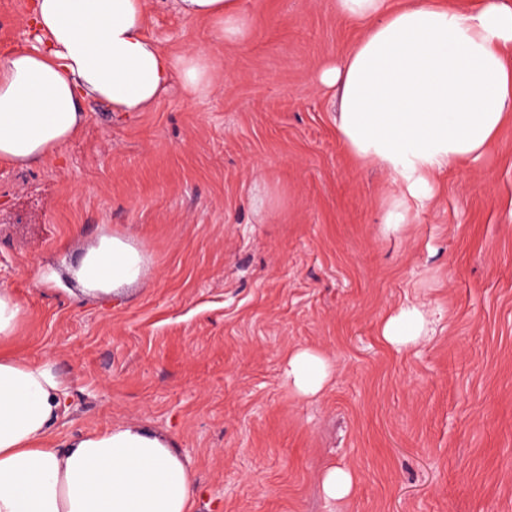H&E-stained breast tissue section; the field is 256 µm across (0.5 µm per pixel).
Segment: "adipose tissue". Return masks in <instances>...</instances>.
<instances>
[{
    "label": "adipose tissue",
    "instance_id": "obj_1",
    "mask_svg": "<svg viewBox=\"0 0 512 512\" xmlns=\"http://www.w3.org/2000/svg\"><path fill=\"white\" fill-rule=\"evenodd\" d=\"M178 12L212 22L220 43L243 45L254 29L241 0H176ZM364 32L320 86L337 92L336 135L392 185L385 229L399 232L432 200L448 167L480 156L512 117V0L461 12L441 0H336ZM39 48L0 54V161L34 167L83 127L91 103L130 114L151 108L171 83L186 99L208 96L207 54L165 52L145 33L146 0H31ZM82 291L103 297L141 282L144 254L105 235L72 269ZM425 305L399 308L381 324L396 350L428 338ZM334 370L310 348L288 357L290 390L317 394ZM69 384L50 362L0 354V512H193L186 462L167 438L136 426L88 433L57 445L54 422Z\"/></svg>",
    "mask_w": 512,
    "mask_h": 512
}]
</instances>
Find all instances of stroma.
<instances>
[{
    "label": "stroma",
    "instance_id": "obj_1",
    "mask_svg": "<svg viewBox=\"0 0 512 512\" xmlns=\"http://www.w3.org/2000/svg\"><path fill=\"white\" fill-rule=\"evenodd\" d=\"M241 2L255 36L238 46L147 0L149 37L208 54V97L95 104L60 158L0 161V288L25 310L8 348L71 386L51 440L167 435L194 512H512V121L385 232L390 180L344 150L315 80L360 28L336 0ZM27 3L0 0V54L33 48ZM104 233L132 236L147 278L72 296L68 266ZM46 266L60 279L37 285ZM411 302L433 331L398 352L380 325ZM299 347L334 363L311 398L283 378ZM333 466L348 499L322 491ZM322 486L327 498L346 499L352 494L354 477L352 472L345 467H333L324 476Z\"/></svg>",
    "mask_w": 512,
    "mask_h": 512
}]
</instances>
